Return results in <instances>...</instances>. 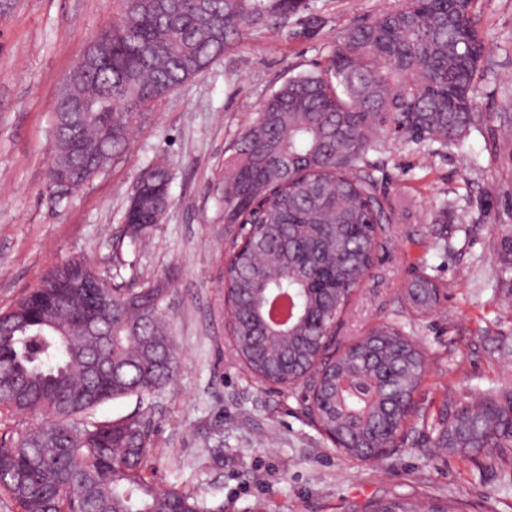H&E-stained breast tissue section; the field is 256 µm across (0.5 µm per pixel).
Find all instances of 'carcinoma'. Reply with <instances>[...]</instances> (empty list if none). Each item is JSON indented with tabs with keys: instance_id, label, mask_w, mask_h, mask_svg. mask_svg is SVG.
Listing matches in <instances>:
<instances>
[{
	"instance_id": "cac0c4a2",
	"label": "carcinoma",
	"mask_w": 512,
	"mask_h": 512,
	"mask_svg": "<svg viewBox=\"0 0 512 512\" xmlns=\"http://www.w3.org/2000/svg\"><path fill=\"white\" fill-rule=\"evenodd\" d=\"M475 0H390L354 18L320 70L288 78L269 95L224 159L219 201L246 243L224 247V289L234 349L250 374L285 388L309 378L318 426L339 450L388 448L424 376L420 350L396 327L335 356L327 332L374 264L392 207L367 154L388 137L418 151L456 144L483 121L474 84L488 48ZM109 63L73 68L70 91L110 112L53 115L46 196L56 207L125 152L151 105L203 72L251 32L278 30L307 0H115ZM129 199L125 234L135 244L171 204L168 164L149 167ZM94 267L72 257L0 310V500L13 512H224L182 489L156 487L151 436L139 415L100 419L97 409L167 386L179 364L167 311L168 271L136 289L112 288V319L90 328L99 301ZM409 305L426 311L438 285L417 274ZM19 415L41 422L7 426ZM438 446L468 457L487 450L512 471V389L447 410ZM369 512H451L404 496Z\"/></svg>"
}]
</instances>
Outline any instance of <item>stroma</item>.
<instances>
[{
    "label": "stroma",
    "mask_w": 512,
    "mask_h": 512,
    "mask_svg": "<svg viewBox=\"0 0 512 512\" xmlns=\"http://www.w3.org/2000/svg\"><path fill=\"white\" fill-rule=\"evenodd\" d=\"M386 0H310L279 33L253 31L203 73L149 108L128 150L71 200L45 196L55 101L112 0H0V309L48 267L86 257L112 282L137 287L169 267V316L180 364L144 399L109 402L99 417L141 415L159 487L194 492L224 512H368L396 494L462 512H512V476L485 453L435 445L442 406L512 386V0H478L490 52L476 80L484 123L457 145L417 152L386 141L368 158L393 222L363 285L336 322V351L381 323L422 350L426 374L397 444L364 461L342 454L307 416L305 387L257 382L236 359L221 276L224 220L217 182L225 152L289 77L326 64L341 32ZM167 160L171 205L143 246L124 241L123 214L147 167ZM425 272L438 304L410 312L406 284Z\"/></svg>",
    "instance_id": "stroma-1"
}]
</instances>
